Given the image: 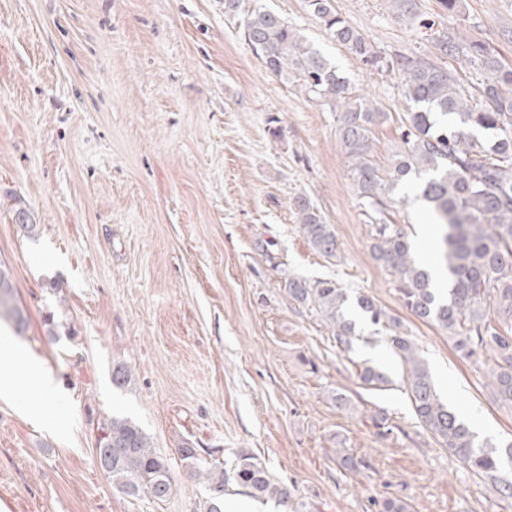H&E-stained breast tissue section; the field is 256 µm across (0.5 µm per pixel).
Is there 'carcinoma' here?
Wrapping results in <instances>:
<instances>
[{"mask_svg":"<svg viewBox=\"0 0 512 512\" xmlns=\"http://www.w3.org/2000/svg\"><path fill=\"white\" fill-rule=\"evenodd\" d=\"M309 7L332 40L375 70L398 74L408 112L384 175L373 162V130L387 114L364 98L349 96L348 83L336 66L273 10L256 5L249 9L246 0H224V12L243 15L246 41L267 70L340 108L338 133L349 177L371 226V253L396 276L403 306L448 331L456 351L467 359L492 350L495 396L512 404V64H505L483 43L468 41L458 32L444 34L437 43L439 51L466 57L483 74L479 85L468 91L432 60L383 56L336 13L332 0H309ZM404 185L416 189L441 225L439 247L448 270L445 296L418 261L403 225L387 220L396 204L395 190ZM293 208L312 247L326 257L335 256V231L318 208L305 197L295 198ZM288 294L319 310L336 342L349 345L353 324L345 316L344 289L327 279L311 283L291 278ZM356 303L372 324L390 331L387 343L404 365L420 423L470 472L499 483L502 495L512 497V481L500 477L504 458L512 460V443L503 450L478 443L437 393L427 363L400 321L368 295L358 296ZM4 319L18 331L26 327V317L13 304L9 275L0 268V321ZM358 377L366 385L387 382L384 372L372 365H363ZM99 431L96 456L113 487L133 498L169 497V464L137 425L113 415ZM205 478L207 512H224V487L231 480L253 498L288 505V486L274 481L249 456L238 461L232 474L208 472Z\"/></svg>","mask_w":512,"mask_h":512,"instance_id":"obj_1","label":"carcinoma"}]
</instances>
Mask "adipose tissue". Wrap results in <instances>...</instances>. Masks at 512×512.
Masks as SVG:
<instances>
[{"label": "adipose tissue", "mask_w": 512, "mask_h": 512, "mask_svg": "<svg viewBox=\"0 0 512 512\" xmlns=\"http://www.w3.org/2000/svg\"><path fill=\"white\" fill-rule=\"evenodd\" d=\"M21 377L31 388L28 412L43 417L53 404L51 387L44 372L25 350L0 340V390L11 391Z\"/></svg>", "instance_id": "ef3b65f1"}]
</instances>
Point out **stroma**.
<instances>
[{
	"instance_id": "obj_1",
	"label": "stroma",
	"mask_w": 512,
	"mask_h": 512,
	"mask_svg": "<svg viewBox=\"0 0 512 512\" xmlns=\"http://www.w3.org/2000/svg\"><path fill=\"white\" fill-rule=\"evenodd\" d=\"M387 114L386 159L407 110L399 79L331 40L308 0H262ZM382 55L440 59L465 86L481 72L440 55L463 33L512 64V0H419L425 29L391 0H333ZM338 112L265 69L224 0H0V267L24 311L26 349L57 386L50 420L0 398V512H206L207 469L250 455L288 486V512H512L414 414L400 362L356 307L337 344L288 279H329L399 318L442 399L512 443V406L492 390L491 357L463 358L447 331L401 303L370 251L348 176ZM303 196L336 231L318 253L292 209ZM391 211L418 255L431 215L401 187ZM389 381L364 385L362 364ZM130 370L112 382L116 365ZM128 417L170 466L158 502L117 491L95 460L100 423ZM386 417L377 427L376 416ZM192 448L196 458L180 451ZM359 459L339 462L337 449Z\"/></svg>"
}]
</instances>
